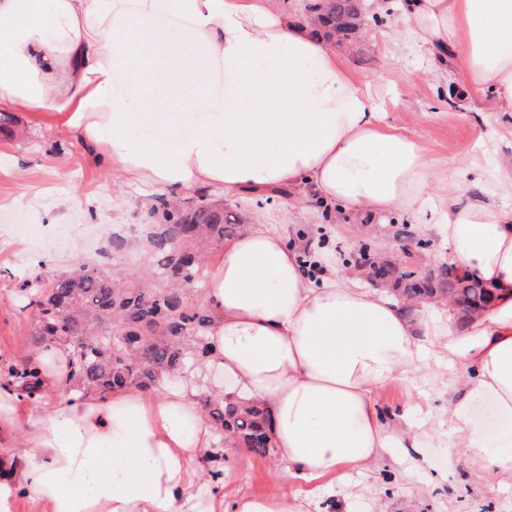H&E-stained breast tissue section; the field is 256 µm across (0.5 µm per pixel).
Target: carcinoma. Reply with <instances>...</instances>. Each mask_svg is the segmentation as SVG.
Returning <instances> with one entry per match:
<instances>
[{
	"instance_id": "carcinoma-1",
	"label": "carcinoma",
	"mask_w": 512,
	"mask_h": 512,
	"mask_svg": "<svg viewBox=\"0 0 512 512\" xmlns=\"http://www.w3.org/2000/svg\"><path fill=\"white\" fill-rule=\"evenodd\" d=\"M365 10L363 0H325L316 8L325 32L342 37L355 33ZM154 213L161 220L147 225L150 261L143 272L108 274L88 263L58 272L42 262L22 280L19 291L35 319L24 354L0 365V385L28 401L41 399L52 387L105 399L115 391H160L176 379L194 378L200 410L215 434V452L205 456L206 462L224 459L226 445H242L266 458L273 448L268 411L224 398L200 376L213 353L204 301L207 258L244 225L238 219L228 222L224 207L208 203L186 207L164 198ZM363 244L373 251L369 267L357 266L352 254L342 264L386 289L407 315L415 313L416 302L449 299L468 319L490 297L485 284L445 259L418 271L396 253L380 254L373 234ZM50 346L67 353L63 373L51 385L36 356Z\"/></svg>"
}]
</instances>
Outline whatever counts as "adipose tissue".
Returning <instances> with one entry per match:
<instances>
[{
  "instance_id": "ef3b65f1",
  "label": "adipose tissue",
  "mask_w": 512,
  "mask_h": 512,
  "mask_svg": "<svg viewBox=\"0 0 512 512\" xmlns=\"http://www.w3.org/2000/svg\"><path fill=\"white\" fill-rule=\"evenodd\" d=\"M398 24L450 57L470 96L512 112V0H405ZM279 0H0V107L50 113L93 147L118 186L170 199L252 194L246 230L210 261L204 300L217 390L271 414L276 459L303 484L365 468L416 438L411 403L392 428L381 391L426 368L447 381L448 439L479 478H512V436L491 447L473 415L512 418V209L462 200L453 174L356 84L340 53ZM288 188L348 213L436 215L448 260L491 291L464 328L447 305L409 318L357 276L302 272L264 203ZM198 391L62 397L29 408L0 387V512H313L306 494L192 493L212 430Z\"/></svg>"
}]
</instances>
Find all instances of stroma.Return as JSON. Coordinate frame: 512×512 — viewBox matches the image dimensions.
<instances>
[{"label": "stroma", "instance_id": "obj_1", "mask_svg": "<svg viewBox=\"0 0 512 512\" xmlns=\"http://www.w3.org/2000/svg\"><path fill=\"white\" fill-rule=\"evenodd\" d=\"M394 15L382 23L365 22L358 38L341 44L344 65L352 80L375 85L387 93V124L427 146L438 161L462 159L455 176L465 198L512 208V194L502 192L496 171L512 163V115L495 111L490 99L473 98L451 60L418 51L405 44L391 53ZM390 55V62L376 61ZM480 168H472V158ZM80 196L69 216L54 201L69 192ZM119 190L91 151L65 134L50 114L17 112L9 129L0 131V357H15L25 348L32 316L16 293L20 278L37 262L51 258L64 271L78 262L104 270L145 266L143 247L113 255L106 226L122 229L127 238L150 223V209L132 202L118 205ZM289 243L326 236L322 251L327 263L340 266L341 255L352 253L353 234L377 223L373 214L338 213L324 219L314 202L296 194L271 199ZM414 399L431 417L420 428L419 448H392L365 472L348 471L316 494L319 512H512V479L482 481L463 449L448 445V423L441 420L448 387L422 379L397 380L384 388L379 402L390 425H398L402 407ZM224 476L212 484L199 476L203 487H216L231 498L239 492L258 497L282 493L295 483L276 458H254L248 449L226 448Z\"/></svg>", "mask_w": 512, "mask_h": 512}]
</instances>
